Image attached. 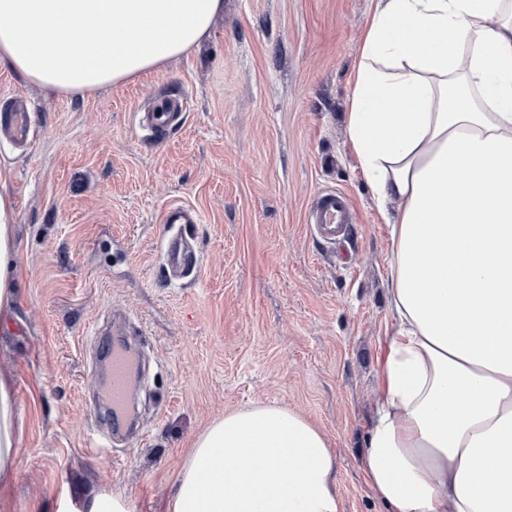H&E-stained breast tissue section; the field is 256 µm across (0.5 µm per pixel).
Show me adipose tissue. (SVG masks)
I'll list each match as a JSON object with an SVG mask.
<instances>
[{"instance_id":"adipose-tissue-1","label":"adipose tissue","mask_w":512,"mask_h":512,"mask_svg":"<svg viewBox=\"0 0 512 512\" xmlns=\"http://www.w3.org/2000/svg\"><path fill=\"white\" fill-rule=\"evenodd\" d=\"M223 10L0 0V68L84 97L193 52ZM346 122L390 226L399 323L365 473L390 512H512V0H376ZM16 222L0 178V326L18 291ZM16 418L0 376V488L17 470ZM166 512H341L328 438L277 403L225 412L194 439Z\"/></svg>"}]
</instances>
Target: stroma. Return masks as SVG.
Instances as JSON below:
<instances>
[{"label":"stroma","instance_id":"35a3bbf8","mask_svg":"<svg viewBox=\"0 0 512 512\" xmlns=\"http://www.w3.org/2000/svg\"><path fill=\"white\" fill-rule=\"evenodd\" d=\"M374 0H224L197 51L157 73L71 98L0 69V125L14 196L21 289L0 329V373L18 402L8 512H58L82 491L163 512L192 440L229 410L303 412L336 457L342 512H387L362 454L397 320L391 234L349 142L359 46ZM188 96L157 134L139 115ZM349 197V238L305 215L325 190ZM195 223L170 224V211ZM181 235L197 263L161 257ZM144 339L142 430L105 448L96 413L99 334L113 314Z\"/></svg>","mask_w":512,"mask_h":512}]
</instances>
